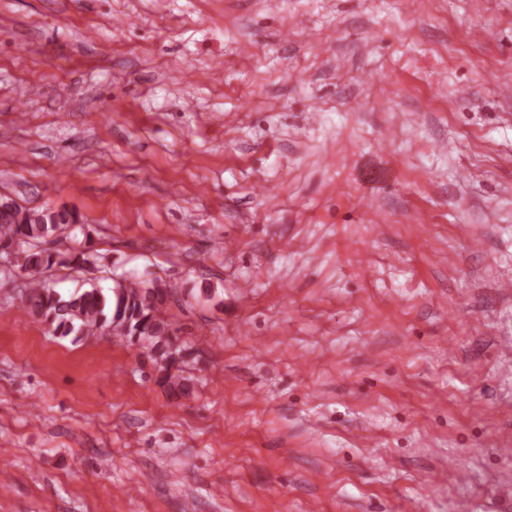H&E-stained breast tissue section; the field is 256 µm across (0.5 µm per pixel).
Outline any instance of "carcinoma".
<instances>
[{
    "label": "carcinoma",
    "instance_id": "carcinoma-1",
    "mask_svg": "<svg viewBox=\"0 0 512 512\" xmlns=\"http://www.w3.org/2000/svg\"><path fill=\"white\" fill-rule=\"evenodd\" d=\"M80 225V216L67 208L24 209L0 207V254L12 256L28 276L21 300L25 312L42 321L55 336L73 341L109 334L125 336L150 352L161 365L163 380L173 390L185 392V379L171 373L176 353L164 304L170 288L128 281H113L104 290L95 286L61 293L46 285L40 275L58 264L82 267L91 264L93 254H53L41 245L58 239Z\"/></svg>",
    "mask_w": 512,
    "mask_h": 512
}]
</instances>
